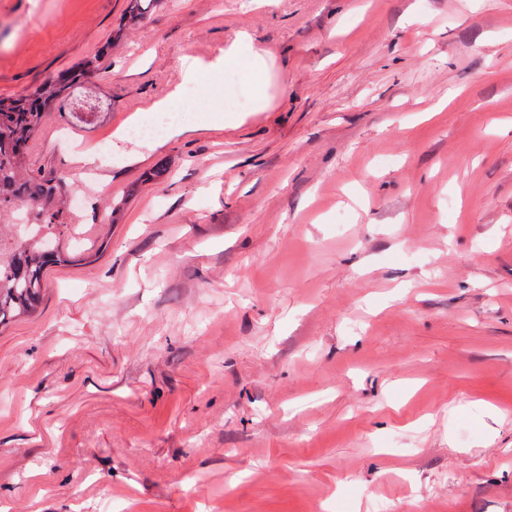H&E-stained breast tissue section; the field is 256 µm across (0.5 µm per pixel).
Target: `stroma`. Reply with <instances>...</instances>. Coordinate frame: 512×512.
I'll list each match as a JSON object with an SVG mask.
<instances>
[{"instance_id":"stroma-1","label":"stroma","mask_w":512,"mask_h":512,"mask_svg":"<svg viewBox=\"0 0 512 512\" xmlns=\"http://www.w3.org/2000/svg\"><path fill=\"white\" fill-rule=\"evenodd\" d=\"M144 5L0 0L1 98L110 63L27 150L96 187L0 325V512H512V0Z\"/></svg>"}]
</instances>
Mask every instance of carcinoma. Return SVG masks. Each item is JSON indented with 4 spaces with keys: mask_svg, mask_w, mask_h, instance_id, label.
<instances>
[{
    "mask_svg": "<svg viewBox=\"0 0 512 512\" xmlns=\"http://www.w3.org/2000/svg\"><path fill=\"white\" fill-rule=\"evenodd\" d=\"M101 59L99 54L87 57L76 69L59 74L31 94L0 99V212L26 206L35 211L36 228L57 226L53 189L27 171L26 150L46 104L101 69ZM55 253L53 238L37 231L21 241L13 255L0 256V324L34 313Z\"/></svg>",
    "mask_w": 512,
    "mask_h": 512,
    "instance_id": "1",
    "label": "carcinoma"
}]
</instances>
